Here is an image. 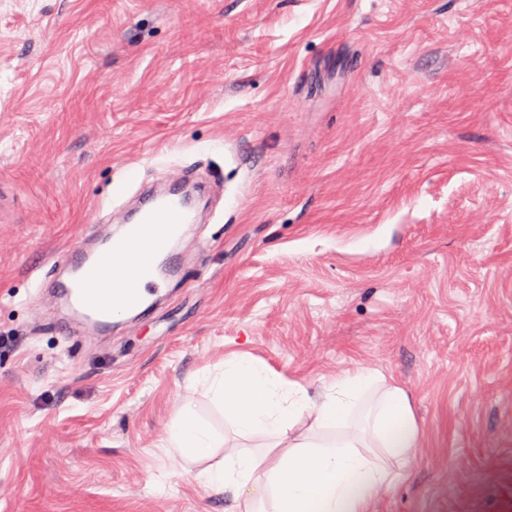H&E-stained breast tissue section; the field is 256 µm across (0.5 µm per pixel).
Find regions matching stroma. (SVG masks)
I'll list each match as a JSON object with an SVG mask.
<instances>
[{
    "instance_id": "obj_1",
    "label": "stroma",
    "mask_w": 512,
    "mask_h": 512,
    "mask_svg": "<svg viewBox=\"0 0 512 512\" xmlns=\"http://www.w3.org/2000/svg\"><path fill=\"white\" fill-rule=\"evenodd\" d=\"M223 193L154 312L73 335L51 258L143 180ZM244 354L364 367L423 444L376 512H512V0H0V512H228L163 445Z\"/></svg>"
}]
</instances>
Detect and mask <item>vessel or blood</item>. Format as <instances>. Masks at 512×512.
<instances>
[{"instance_id":"vessel-or-blood-1","label":"vessel or blood","mask_w":512,"mask_h":512,"mask_svg":"<svg viewBox=\"0 0 512 512\" xmlns=\"http://www.w3.org/2000/svg\"><path fill=\"white\" fill-rule=\"evenodd\" d=\"M200 214L183 206L168 190L147 195L120 222V233L94 244H80L52 259L61 274L56 288L63 307L76 323L93 329L111 325L115 311H134L146 296L159 295L161 288L178 274L179 260L172 254V241L188 225L201 223ZM163 225L165 234L153 239L152 227ZM145 248L137 265L124 262L126 253Z\"/></svg>"}]
</instances>
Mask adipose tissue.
Returning a JSON list of instances; mask_svg holds the SVG:
<instances>
[{
    "instance_id": "adipose-tissue-1",
    "label": "adipose tissue",
    "mask_w": 512,
    "mask_h": 512,
    "mask_svg": "<svg viewBox=\"0 0 512 512\" xmlns=\"http://www.w3.org/2000/svg\"><path fill=\"white\" fill-rule=\"evenodd\" d=\"M212 388L238 433L270 439L198 475L206 490L231 492L238 512H372L376 493L395 483L423 442L406 390L374 369L341 371L312 392L232 355ZM213 446L189 411L166 444L188 461L210 457Z\"/></svg>"
}]
</instances>
